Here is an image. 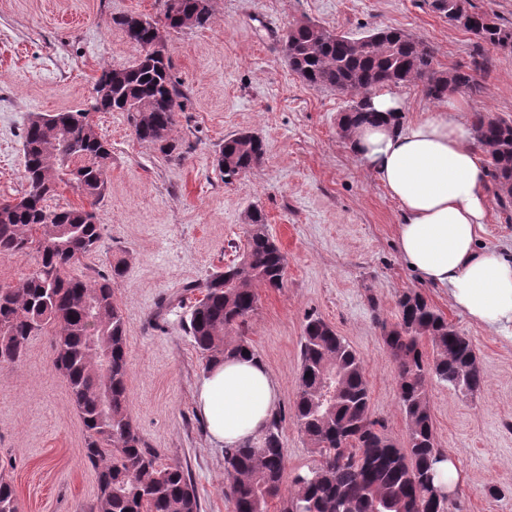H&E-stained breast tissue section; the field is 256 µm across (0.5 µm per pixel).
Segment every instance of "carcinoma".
Returning a JSON list of instances; mask_svg holds the SVG:
<instances>
[{"label": "carcinoma", "mask_w": 512, "mask_h": 512, "mask_svg": "<svg viewBox=\"0 0 512 512\" xmlns=\"http://www.w3.org/2000/svg\"><path fill=\"white\" fill-rule=\"evenodd\" d=\"M214 0H163L157 18L126 14L112 18L138 49L134 62L102 69L94 86L99 112H123L140 141L167 160L182 159L173 137L183 93L171 58L152 51L154 28L206 27ZM318 24L297 22L284 36L291 71L306 84L350 96L339 120L343 137L378 120L372 91L411 83L440 101L458 91L477 90L472 70L444 72L433 51L395 28L362 37L318 35ZM459 28L480 41L512 50V26L472 11ZM476 146L488 157V176L512 220V119L474 113ZM24 192L0 202V257L35 255L16 285L0 284V367H17L30 340L52 328L58 369L85 431V460L96 471L98 495L90 512H200L190 474L180 464H161L147 447L128 410L125 322L113 285L119 265L94 278H74L67 267L97 251L102 237L95 212L48 204L60 185L99 201L107 189L112 146L99 135L86 109L32 115L22 131ZM264 141L251 133L224 139L214 162L230 183L257 166ZM247 239L240 261L212 273L199 287L203 298L189 311L186 331L209 368L224 357L254 353L244 336L258 309L256 288L284 286L285 254L267 230L258 208L247 214ZM397 320L376 319L396 364L406 447L398 448L371 419L370 392L361 359L319 317L307 319L301 339L300 383L294 420L316 459L285 480L287 451L282 416L275 413L255 442L224 449L229 476L225 495L234 512H450L448 489L436 484L437 464L448 457L437 448L428 387L436 383L468 400L483 391L472 342L419 292L396 303ZM430 342L432 355L423 351ZM335 395L321 400L325 377ZM0 512H19L12 483L0 475Z\"/></svg>", "instance_id": "obj_1"}]
</instances>
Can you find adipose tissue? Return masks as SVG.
I'll list each match as a JSON object with an SVG mask.
<instances>
[{
    "instance_id": "ef3b65f1",
    "label": "adipose tissue",
    "mask_w": 512,
    "mask_h": 512,
    "mask_svg": "<svg viewBox=\"0 0 512 512\" xmlns=\"http://www.w3.org/2000/svg\"><path fill=\"white\" fill-rule=\"evenodd\" d=\"M382 117L357 127L352 148L367 170L400 204L396 248L418 279L447 293L469 319L488 329L512 331V257L482 248L489 218L487 168L457 100L403 124L397 94L372 97ZM281 386L262 361L233 355L210 367L195 392L212 443L254 441L277 409Z\"/></svg>"
}]
</instances>
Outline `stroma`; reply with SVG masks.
<instances>
[{
  "label": "stroma",
  "mask_w": 512,
  "mask_h": 512,
  "mask_svg": "<svg viewBox=\"0 0 512 512\" xmlns=\"http://www.w3.org/2000/svg\"><path fill=\"white\" fill-rule=\"evenodd\" d=\"M160 9V0H0V200L24 188L20 135L28 117L90 108L102 68L138 54L113 17H155ZM301 20L352 36L402 29L427 42L447 72L484 57L486 70L474 74L480 93L456 94L463 117L512 118V50L449 25L432 0H215L208 27L165 34L185 95L174 131L181 162L138 141L125 113H95L112 146L105 195L94 202L63 185L53 203L94 210L101 246L68 273L87 278L123 264L115 296L126 324L129 413L161 463L188 467L201 512H233V505L224 495V451L195 409L205 369L185 317L200 296L195 283L242 253L248 211L262 209L288 261L283 288L260 289L245 330L281 385L288 471L314 459L293 420L300 341L312 314L360 356L371 417L404 446L395 366L375 320L395 321L399 295L421 292L470 337L486 379L472 400L440 385L430 390L437 446L460 475L454 500L461 512H512V340L455 310L401 261L400 206L339 130L347 96L306 85L283 59L282 34ZM241 131L261 136L266 154L228 184L214 153ZM0 474L12 482L20 512H88L96 501L97 474L84 458L82 420L55 367L50 333L30 341L19 368H0ZM493 486L500 495L490 494Z\"/></svg>",
  "instance_id": "35a3bbf8"
}]
</instances>
